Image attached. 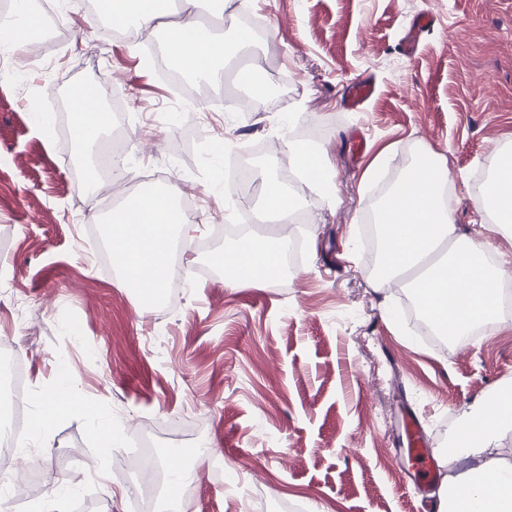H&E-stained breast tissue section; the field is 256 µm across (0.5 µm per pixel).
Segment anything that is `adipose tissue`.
<instances>
[{"label": "adipose tissue", "mask_w": 512, "mask_h": 512, "mask_svg": "<svg viewBox=\"0 0 512 512\" xmlns=\"http://www.w3.org/2000/svg\"><path fill=\"white\" fill-rule=\"evenodd\" d=\"M184 2L180 21L165 32L163 48L186 72L221 81L224 48L197 21L193 0ZM169 4L170 0H101V9L137 29L154 30L169 15ZM40 32V17L30 9H18L15 18L0 21V54H15ZM86 97L80 87L71 93L75 127L88 147L110 127L111 119L107 110L86 105ZM446 173L440 163L431 172L419 164L412 166L383 200L379 274L370 285L378 290L387 281L409 280L411 271L423 269L421 278L410 280L420 309L443 333L456 335L473 324L499 319L502 285L512 275L501 264H485L483 243L459 234L454 211L445 203ZM479 206L496 231L512 233L511 151L503 152ZM109 222L112 255L121 279L144 300L156 298L168 278L171 239L186 230L185 217L164 198L147 195L113 210ZM283 246L280 239L252 238L225 248L221 261L229 284L248 288L260 278L275 275ZM74 401L73 379L70 373H61L40 404L35 434L48 436L56 414ZM463 427L451 442L448 456L464 470L442 479L436 512H512V466L500 464L490 453L501 434L512 428V389L500 388L492 397L470 404Z\"/></svg>", "instance_id": "adipose-tissue-1"}]
</instances>
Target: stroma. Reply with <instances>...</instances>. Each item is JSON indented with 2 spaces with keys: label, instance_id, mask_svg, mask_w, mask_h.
<instances>
[{
  "label": "stroma",
  "instance_id": "35a3bbf8",
  "mask_svg": "<svg viewBox=\"0 0 512 512\" xmlns=\"http://www.w3.org/2000/svg\"><path fill=\"white\" fill-rule=\"evenodd\" d=\"M60 2L71 15L44 45L48 71L0 55V341L24 365L30 411L64 369L79 399L48 438L32 437L19 464L37 463L46 483L62 480L68 512L102 502L128 512L130 488L86 466L101 453L92 430L104 417L124 421L129 448L151 421L164 465L183 464L185 448L222 450L235 482L261 472L269 512H429L432 476L412 482L411 458L396 452L403 413L415 409L419 436L441 461L464 409L512 383V316L453 355L417 341L394 315L392 288L368 286L364 225L421 144L447 161L460 232L512 269V237L482 225L477 203L479 178L512 146V0H226L225 43L243 34L241 16L262 20L250 49L288 98L251 112L225 105L208 147L194 136L201 105L186 112V132L149 123L169 106L170 85L147 66L146 45L112 39L102 14ZM425 12L435 24L406 56L402 38ZM364 79L373 96L347 110L351 85ZM121 85L125 112L140 117L120 128L133 192L196 202L170 312L143 309L89 256L113 205L98 185L100 156L81 155L63 103L92 87L108 107ZM305 123L322 130L334 191L300 194L313 221L297 271L249 288L206 276L204 246L222 253L215 234L234 221L235 190L218 178L228 158L274 136L289 142ZM191 490L190 512H249L208 467Z\"/></svg>",
  "mask_w": 512,
  "mask_h": 512
}]
</instances>
